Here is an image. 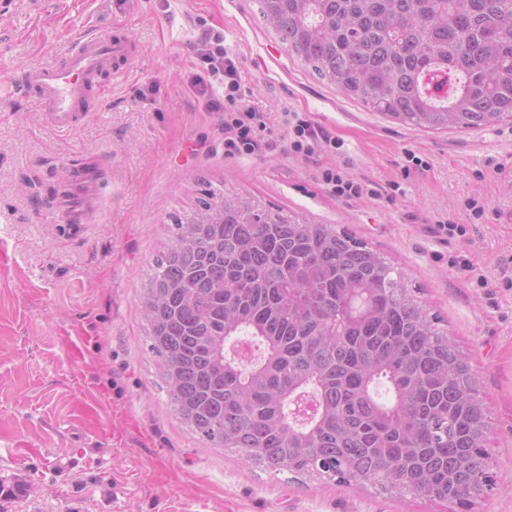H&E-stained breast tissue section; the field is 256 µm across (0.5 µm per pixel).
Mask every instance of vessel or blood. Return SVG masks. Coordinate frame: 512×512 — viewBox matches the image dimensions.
I'll list each match as a JSON object with an SVG mask.
<instances>
[{
	"label": "vessel or blood",
	"mask_w": 512,
	"mask_h": 512,
	"mask_svg": "<svg viewBox=\"0 0 512 512\" xmlns=\"http://www.w3.org/2000/svg\"><path fill=\"white\" fill-rule=\"evenodd\" d=\"M130 51V45L119 37H83L72 42L61 60L25 70L21 81L10 84L9 90L34 97L50 127L71 131L111 92Z\"/></svg>",
	"instance_id": "1"
}]
</instances>
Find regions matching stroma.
Listing matches in <instances>:
<instances>
[{"label": "stroma", "instance_id": "obj_1", "mask_svg": "<svg viewBox=\"0 0 512 512\" xmlns=\"http://www.w3.org/2000/svg\"><path fill=\"white\" fill-rule=\"evenodd\" d=\"M255 0H11L0 7V84L120 28L135 55L76 132L46 126L31 97H0V512H512V123L411 129L348 98L289 54ZM224 32L250 103L303 112L340 142L317 164L224 153V115L190 87L198 18ZM423 169L404 174L407 154ZM100 174L89 224H64L66 163ZM364 187L332 196L318 167ZM401 192L389 196L390 183ZM225 186L348 228L422 288L471 355L489 402L494 484L469 510L370 488L305 486L205 447L160 387L138 297L171 215ZM484 212L475 216L470 201ZM462 225L439 234L436 220Z\"/></svg>", "mask_w": 512, "mask_h": 512}]
</instances>
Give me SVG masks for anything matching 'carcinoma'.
<instances>
[{
  "label": "carcinoma",
  "instance_id": "obj_1",
  "mask_svg": "<svg viewBox=\"0 0 512 512\" xmlns=\"http://www.w3.org/2000/svg\"><path fill=\"white\" fill-rule=\"evenodd\" d=\"M255 2L313 74L402 125L512 122V0ZM170 230L139 307L168 403L203 442L302 483L463 507L491 489L469 353L384 254L219 187ZM243 336L257 361L233 353Z\"/></svg>",
  "mask_w": 512,
  "mask_h": 512
}]
</instances>
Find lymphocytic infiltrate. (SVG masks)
Instances as JSON below:
<instances>
[{
  "instance_id": "1",
  "label": "lymphocytic infiltrate",
  "mask_w": 512,
  "mask_h": 512,
  "mask_svg": "<svg viewBox=\"0 0 512 512\" xmlns=\"http://www.w3.org/2000/svg\"><path fill=\"white\" fill-rule=\"evenodd\" d=\"M192 51L198 66L193 90L204 110L223 112L226 155L280 150L312 163L324 149L336 148L335 138L297 112L284 113L287 134L274 138L269 117L248 103L251 90L242 79L238 58L224 44L223 33L202 29Z\"/></svg>"
}]
</instances>
